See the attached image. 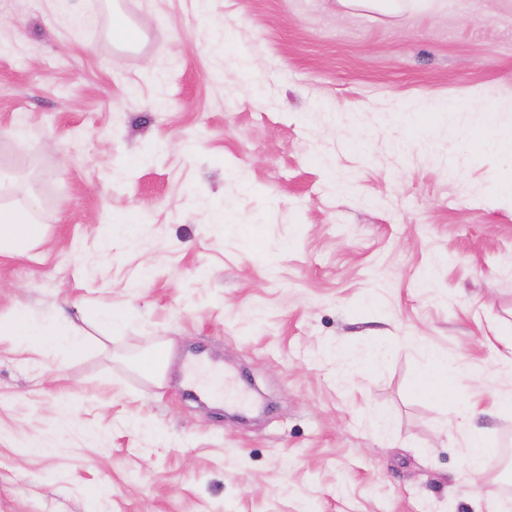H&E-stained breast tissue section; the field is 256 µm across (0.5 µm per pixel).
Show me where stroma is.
<instances>
[{"mask_svg":"<svg viewBox=\"0 0 512 512\" xmlns=\"http://www.w3.org/2000/svg\"><path fill=\"white\" fill-rule=\"evenodd\" d=\"M488 103L512 139V0H0V206L36 222L0 322L62 307L84 339L0 338V512H489L463 452L512 444V158L465 148ZM190 353L230 394L186 398ZM454 382L455 377L448 376L447 363L430 352L428 362L417 373L415 389L423 396L433 397L443 395Z\"/></svg>","mask_w":512,"mask_h":512,"instance_id":"1","label":"stroma"}]
</instances>
